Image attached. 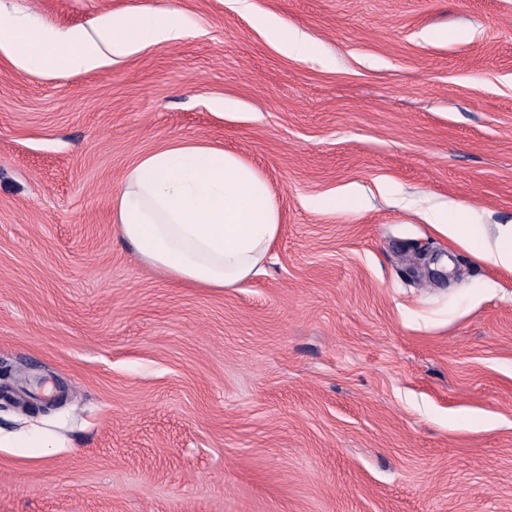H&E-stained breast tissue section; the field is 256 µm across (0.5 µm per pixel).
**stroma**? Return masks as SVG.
Listing matches in <instances>:
<instances>
[{
  "label": "stroma",
  "mask_w": 512,
  "mask_h": 512,
  "mask_svg": "<svg viewBox=\"0 0 512 512\" xmlns=\"http://www.w3.org/2000/svg\"><path fill=\"white\" fill-rule=\"evenodd\" d=\"M0 2L187 26L88 72L0 55V428L55 442L0 447V512H512V270L424 219L512 224V0ZM172 141L271 187L235 287L175 286L115 232ZM260 25L268 36L277 43L280 51L288 57L307 59L314 53L311 43L298 30L286 25L274 16H263Z\"/></svg>",
  "instance_id": "35a3bbf8"
}]
</instances>
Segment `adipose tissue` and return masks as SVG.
Masks as SVG:
<instances>
[{"instance_id": "ef3b65f1", "label": "adipose tissue", "mask_w": 512, "mask_h": 512, "mask_svg": "<svg viewBox=\"0 0 512 512\" xmlns=\"http://www.w3.org/2000/svg\"><path fill=\"white\" fill-rule=\"evenodd\" d=\"M260 24L288 57L314 53L298 30L274 16ZM179 9L133 16H103L94 34L34 28L0 7V51L19 69L94 70L152 44L183 37ZM123 242L169 280L187 288H231L256 273L275 242L280 213L262 175L223 149L194 142L166 145L140 158L112 199ZM431 224L473 250L512 269V224L487 234L480 224H452L448 214Z\"/></svg>"}]
</instances>
